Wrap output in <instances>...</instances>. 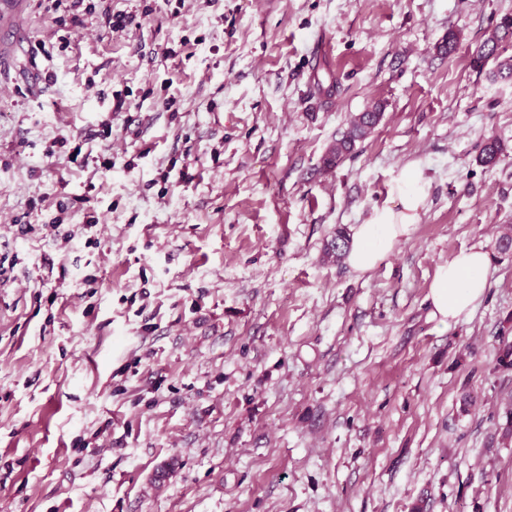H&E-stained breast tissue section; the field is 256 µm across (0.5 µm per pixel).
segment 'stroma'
<instances>
[{
    "label": "stroma",
    "instance_id": "obj_1",
    "mask_svg": "<svg viewBox=\"0 0 512 512\" xmlns=\"http://www.w3.org/2000/svg\"><path fill=\"white\" fill-rule=\"evenodd\" d=\"M111 6L138 25L22 0L0 45V512H512V81L472 67L512 0ZM410 169L393 254L322 261ZM475 245L485 296L438 328ZM109 0H100L103 5H99L100 7V17L104 21V26H101V31L103 34L111 33L112 31L123 30L127 27V25H131L136 20V15L130 16H121L116 15L115 20L114 15H112L111 6L107 3ZM381 111V106L377 104L355 115L347 131L328 148L323 158L324 166L329 169L338 167L351 155L356 143L365 139L379 124L383 116ZM489 266L488 253L474 246L439 267L430 288L438 327L447 328L480 305L488 288Z\"/></svg>",
    "mask_w": 512,
    "mask_h": 512
}]
</instances>
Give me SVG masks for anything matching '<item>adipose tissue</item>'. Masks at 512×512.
<instances>
[{"instance_id": "ef3b65f1", "label": "adipose tissue", "mask_w": 512, "mask_h": 512, "mask_svg": "<svg viewBox=\"0 0 512 512\" xmlns=\"http://www.w3.org/2000/svg\"><path fill=\"white\" fill-rule=\"evenodd\" d=\"M426 199L423 185L414 172H407L388 192L385 205L374 207L369 219L351 229L346 262L365 273L381 265L419 219ZM488 253L471 247L441 265L430 288V299L439 327L458 322L483 300L488 286Z\"/></svg>"}]
</instances>
